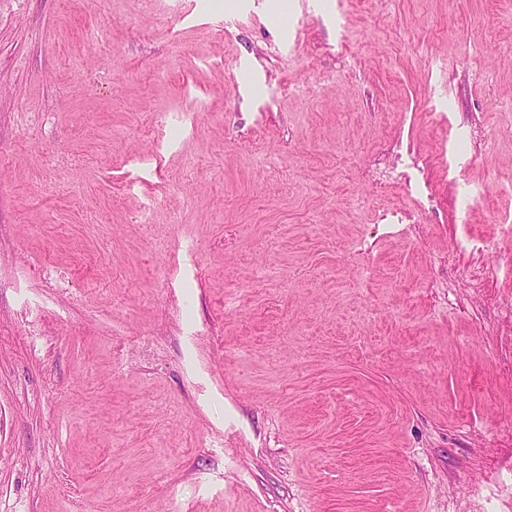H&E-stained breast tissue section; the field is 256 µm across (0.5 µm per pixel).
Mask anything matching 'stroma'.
Here are the masks:
<instances>
[{
  "label": "stroma",
  "mask_w": 512,
  "mask_h": 512,
  "mask_svg": "<svg viewBox=\"0 0 512 512\" xmlns=\"http://www.w3.org/2000/svg\"><path fill=\"white\" fill-rule=\"evenodd\" d=\"M0 512H512V0H0Z\"/></svg>",
  "instance_id": "1"
}]
</instances>
